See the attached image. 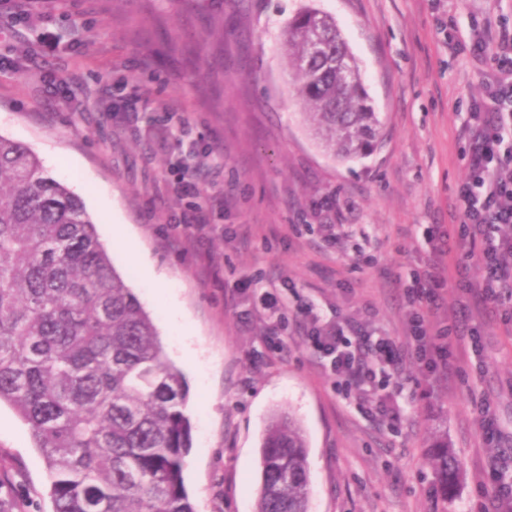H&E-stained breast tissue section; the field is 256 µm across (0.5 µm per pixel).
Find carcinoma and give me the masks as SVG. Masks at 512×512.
<instances>
[{
    "label": "carcinoma",
    "mask_w": 512,
    "mask_h": 512,
    "mask_svg": "<svg viewBox=\"0 0 512 512\" xmlns=\"http://www.w3.org/2000/svg\"><path fill=\"white\" fill-rule=\"evenodd\" d=\"M315 39L325 51L312 55ZM283 44L312 135L340 161L373 150L382 122L335 19L308 8ZM188 400L83 201L27 147L0 137V403L29 427L53 512H195L183 479ZM260 457L256 512H309L298 420L275 413ZM430 463L446 500L461 477L448 436L434 438Z\"/></svg>",
    "instance_id": "carcinoma-1"
}]
</instances>
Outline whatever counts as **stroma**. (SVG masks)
Instances as JSON below:
<instances>
[{
  "mask_svg": "<svg viewBox=\"0 0 512 512\" xmlns=\"http://www.w3.org/2000/svg\"><path fill=\"white\" fill-rule=\"evenodd\" d=\"M333 15L382 123L367 156L341 161L311 137L280 34L301 9ZM512 0H36L0 9V136L29 148L80 196L115 269L153 319L189 387L184 481L196 512H254L260 445L286 410L307 438L309 512H434L427 463L448 433L464 475L448 512H478L491 456L512 449V323L473 289L467 262L432 317L466 314L440 375L413 345L393 368L400 422L337 392L295 323L307 312L405 337L403 289L437 264L433 224L454 221L468 112L495 72L471 48ZM200 168L211 229L181 224L177 189ZM294 324L283 348L260 296ZM493 418L498 443L485 439ZM25 422L0 404V512H52Z\"/></svg>",
  "mask_w": 512,
  "mask_h": 512,
  "instance_id": "35a3bbf8",
  "label": "stroma"
}]
</instances>
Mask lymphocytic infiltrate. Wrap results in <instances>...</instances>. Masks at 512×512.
<instances>
[{
	"mask_svg": "<svg viewBox=\"0 0 512 512\" xmlns=\"http://www.w3.org/2000/svg\"><path fill=\"white\" fill-rule=\"evenodd\" d=\"M479 55H490L497 75L487 97L465 123L469 138L467 175L455 193L457 224L448 231L432 225L427 235L438 256L461 252L463 260L475 261L482 269L480 293L493 307L512 303V236L501 239L496 248L485 247L489 227L512 226V151L502 152L505 139L512 138V27L499 25L487 34ZM442 279L437 272L416 276L404 290L412 306V338L415 350L430 370L447 368L465 333L459 323L438 325L425 311L437 299ZM311 350L328 362L337 388L356 389L369 397L368 415L396 422L402 409L394 401L395 387L381 373L400 358L399 345L392 336H375L361 328L345 330L336 321L311 319L303 327Z\"/></svg>",
	"mask_w": 512,
	"mask_h": 512,
	"instance_id": "obj_1",
	"label": "lymphocytic infiltrate"
}]
</instances>
